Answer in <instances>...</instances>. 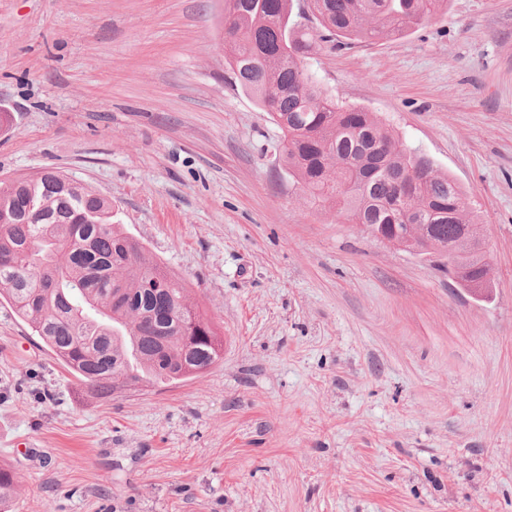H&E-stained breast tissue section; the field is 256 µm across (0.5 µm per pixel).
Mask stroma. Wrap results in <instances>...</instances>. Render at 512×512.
Segmentation results:
<instances>
[{
	"label": "stroma",
	"instance_id": "1",
	"mask_svg": "<svg viewBox=\"0 0 512 512\" xmlns=\"http://www.w3.org/2000/svg\"><path fill=\"white\" fill-rule=\"evenodd\" d=\"M307 68L460 186L484 294L298 190L230 80L224 0H0V181L110 199L224 339L207 372L102 400L0 300L12 512H512V0Z\"/></svg>",
	"mask_w": 512,
	"mask_h": 512
}]
</instances>
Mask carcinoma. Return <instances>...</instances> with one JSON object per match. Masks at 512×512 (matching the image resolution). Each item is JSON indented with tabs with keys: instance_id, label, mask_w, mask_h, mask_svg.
Returning <instances> with one entry per match:
<instances>
[{
	"instance_id": "1",
	"label": "carcinoma",
	"mask_w": 512,
	"mask_h": 512,
	"mask_svg": "<svg viewBox=\"0 0 512 512\" xmlns=\"http://www.w3.org/2000/svg\"><path fill=\"white\" fill-rule=\"evenodd\" d=\"M447 0H309L329 36L374 44L430 21ZM294 0H224L236 87L283 132L281 162L313 201L374 237L424 255L450 250L456 284L489 272L459 244L476 222L457 183L372 113L324 92L305 60L321 35L292 20ZM0 297L87 389L172 385L209 370L223 347L182 278L112 223V205L59 171L0 182ZM0 469V512L15 491Z\"/></svg>"
}]
</instances>
